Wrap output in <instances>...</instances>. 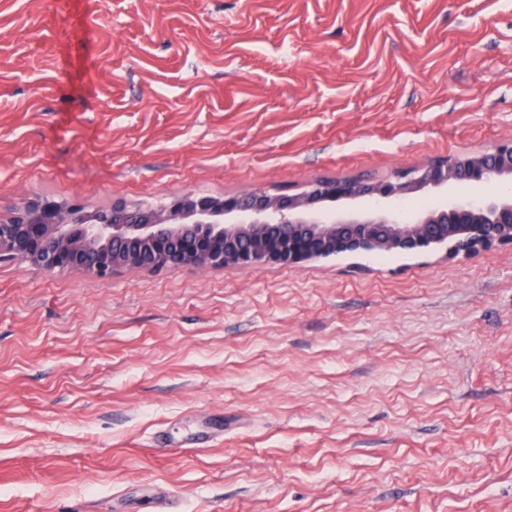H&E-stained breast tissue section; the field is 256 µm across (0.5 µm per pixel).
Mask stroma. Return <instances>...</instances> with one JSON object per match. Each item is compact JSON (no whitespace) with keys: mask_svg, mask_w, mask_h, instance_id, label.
<instances>
[{"mask_svg":"<svg viewBox=\"0 0 512 512\" xmlns=\"http://www.w3.org/2000/svg\"><path fill=\"white\" fill-rule=\"evenodd\" d=\"M512 138V0H0V218L297 193ZM512 512V248L0 263V512Z\"/></svg>","mask_w":512,"mask_h":512,"instance_id":"1","label":"stroma"}]
</instances>
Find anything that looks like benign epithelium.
<instances>
[{
  "mask_svg": "<svg viewBox=\"0 0 512 512\" xmlns=\"http://www.w3.org/2000/svg\"><path fill=\"white\" fill-rule=\"evenodd\" d=\"M505 180L512 182V139L379 179H318L292 194L252 188L220 199L186 192L163 210L115 204L97 224L80 223L78 202L62 208L36 201L0 221V262L106 278L122 269L299 267L338 252L443 248L471 257L512 246V195L491 192ZM450 185L473 196L413 213L400 208L410 194H443ZM335 202L348 209L326 207Z\"/></svg>",
  "mask_w": 512,
  "mask_h": 512,
  "instance_id": "1",
  "label": "benign epithelium"
}]
</instances>
